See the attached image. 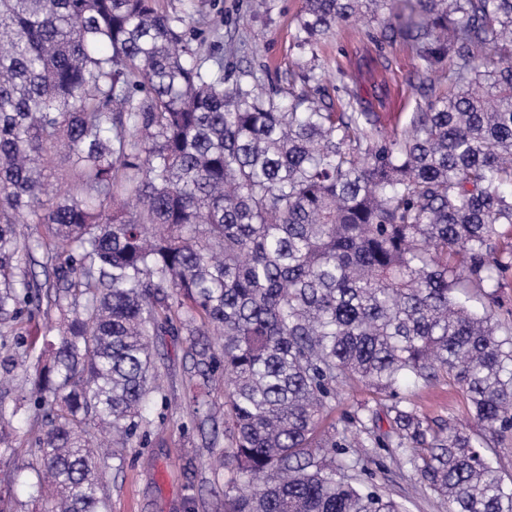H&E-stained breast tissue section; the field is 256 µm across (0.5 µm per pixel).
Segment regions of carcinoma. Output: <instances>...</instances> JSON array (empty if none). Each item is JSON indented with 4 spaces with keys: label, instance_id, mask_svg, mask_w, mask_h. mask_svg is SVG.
<instances>
[{
    "label": "carcinoma",
    "instance_id": "obj_1",
    "mask_svg": "<svg viewBox=\"0 0 512 512\" xmlns=\"http://www.w3.org/2000/svg\"><path fill=\"white\" fill-rule=\"evenodd\" d=\"M203 7L0 0V337L29 386L0 446L34 436L44 512H108L123 457L96 433L151 423L149 337L175 322L194 402L225 382L224 512H405L347 475L365 421L319 433L349 381L394 399L399 461L448 512H512L487 438L512 431V327L468 305L512 264V0H302L304 88L268 93L203 48ZM360 16L409 41L427 99L390 137L309 86L306 57ZM441 380L479 432L397 396Z\"/></svg>",
    "mask_w": 512,
    "mask_h": 512
}]
</instances>
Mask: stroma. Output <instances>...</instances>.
<instances>
[{
	"mask_svg": "<svg viewBox=\"0 0 512 512\" xmlns=\"http://www.w3.org/2000/svg\"><path fill=\"white\" fill-rule=\"evenodd\" d=\"M301 0H206L208 19L220 20V52L224 66L252 71L265 90L285 86L298 56L292 35ZM377 23L353 21L340 27L318 53L323 74V94L334 106L353 103L357 111L372 112L383 134H392L424 110L426 100L416 88L409 44L403 38L381 39ZM157 358L163 364L160 393L150 415L146 441L124 451L122 469L105 470L111 512H224V467L218 463L230 442L214 438L212 429L224 424V391L213 389L204 413L207 423L194 420L190 400L194 369L185 336L153 337ZM401 397L428 422L465 421L467 408L461 395L442 382L406 386ZM391 398L363 384H344L323 417L326 431L344 429L350 416L374 418V432L383 445L368 443L361 449L366 475L380 492L402 503L407 512H447L439 499L410 469L399 467L390 452L396 443L387 408ZM18 450L13 463L0 465V480H12L15 500L35 508L34 480L29 473L14 474L38 455L26 432L15 435Z\"/></svg>",
	"mask_w": 512,
	"mask_h": 512,
	"instance_id": "obj_1",
	"label": "stroma"
}]
</instances>
